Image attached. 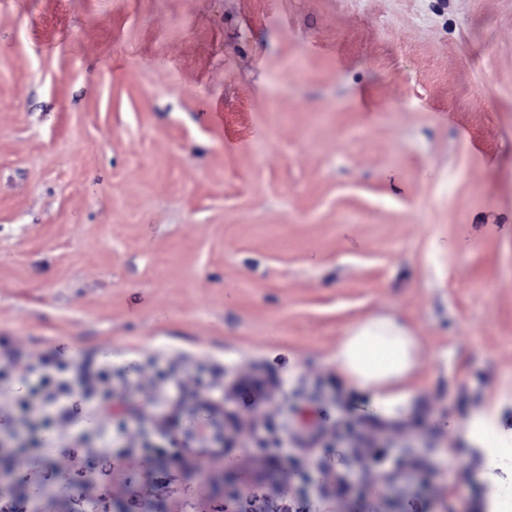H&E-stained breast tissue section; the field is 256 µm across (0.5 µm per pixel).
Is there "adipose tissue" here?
Instances as JSON below:
<instances>
[{
    "label": "adipose tissue",
    "instance_id": "1",
    "mask_svg": "<svg viewBox=\"0 0 512 512\" xmlns=\"http://www.w3.org/2000/svg\"><path fill=\"white\" fill-rule=\"evenodd\" d=\"M420 341L391 315H373L352 324L336 347L334 361L352 387L370 391L378 416L406 417Z\"/></svg>",
    "mask_w": 512,
    "mask_h": 512
}]
</instances>
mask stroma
Returning <instances> with one entry per match:
<instances>
[{"instance_id": "35a3bbf8", "label": "stroma", "mask_w": 512, "mask_h": 512, "mask_svg": "<svg viewBox=\"0 0 512 512\" xmlns=\"http://www.w3.org/2000/svg\"><path fill=\"white\" fill-rule=\"evenodd\" d=\"M378 314L421 349L367 465L334 355ZM1 349L92 356L138 414L49 465L13 407L0 512H478L512 488L464 431L512 429V0H0ZM173 378L229 448L191 400L157 431Z\"/></svg>"}]
</instances>
